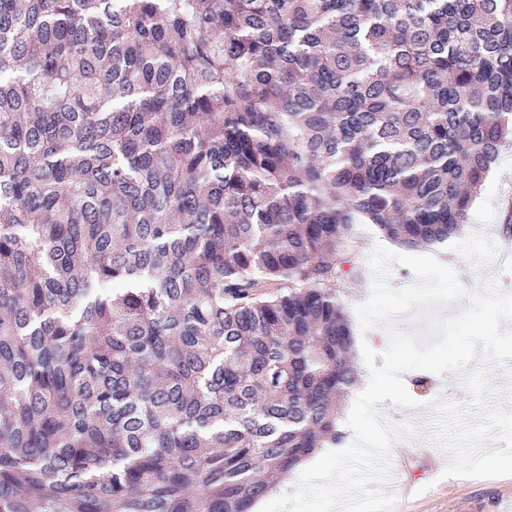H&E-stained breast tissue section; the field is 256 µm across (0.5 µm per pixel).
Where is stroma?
I'll list each match as a JSON object with an SVG mask.
<instances>
[{"instance_id":"obj_1","label":"stroma","mask_w":512,"mask_h":512,"mask_svg":"<svg viewBox=\"0 0 512 512\" xmlns=\"http://www.w3.org/2000/svg\"><path fill=\"white\" fill-rule=\"evenodd\" d=\"M512 203V146H505L480 195L469 212L467 233L445 245L429 247V254L455 267L463 284L478 287L482 280L497 277L504 291L512 292V259H503L492 244L501 236L502 207ZM386 237L374 225L357 222L353 230L354 253L352 272L355 276L341 295L350 321H357L356 308L370 295L373 276L368 256L375 244H386ZM418 371L404 374V383L413 397L422 401V408L399 409L383 403L382 411L397 421H412L428 426L433 418L429 404L433 401L466 403L468 393L452 374L432 375L430 387L417 385ZM399 467L404 470L405 489L398 500L404 512H512V476L497 478H446L439 463L441 453L425 436L395 442Z\"/></svg>"}]
</instances>
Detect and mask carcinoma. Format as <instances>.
I'll list each match as a JSON object with an SVG mask.
<instances>
[{
    "label": "carcinoma",
    "mask_w": 512,
    "mask_h": 512,
    "mask_svg": "<svg viewBox=\"0 0 512 512\" xmlns=\"http://www.w3.org/2000/svg\"><path fill=\"white\" fill-rule=\"evenodd\" d=\"M511 142L512 0H0V512H251Z\"/></svg>",
    "instance_id": "obj_1"
}]
</instances>
